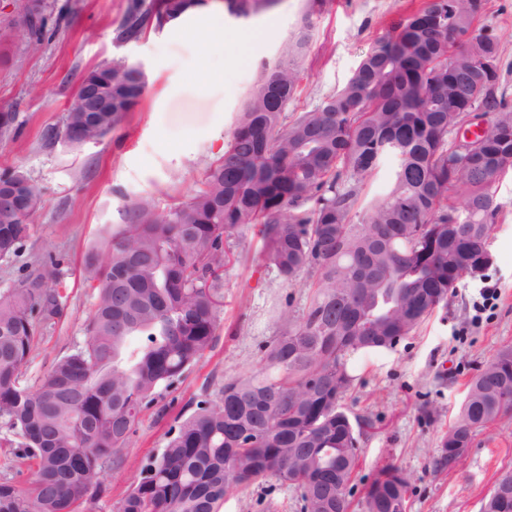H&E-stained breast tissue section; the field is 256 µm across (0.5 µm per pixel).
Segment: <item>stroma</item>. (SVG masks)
I'll use <instances>...</instances> for the list:
<instances>
[{
	"instance_id": "obj_1",
	"label": "stroma",
	"mask_w": 512,
	"mask_h": 512,
	"mask_svg": "<svg viewBox=\"0 0 512 512\" xmlns=\"http://www.w3.org/2000/svg\"><path fill=\"white\" fill-rule=\"evenodd\" d=\"M48 35L40 47L12 40L0 64V112L17 115L0 136V171L25 172L41 189L44 207L20 252L0 262V287L32 263L55 258L49 283L62 295V316L40 324V341L22 367L25 384L46 375L86 339L97 291L81 276L88 254L105 257L124 208L151 198L163 210L184 201L224 152L262 64H274L300 28L307 0H280L247 19L191 18L139 40H115L127 0H50ZM424 0H324L302 60L301 92L289 105L313 108L339 90L377 38L395 29ZM478 32L500 42L499 68L512 84V0H488ZM115 59L143 66L148 84L134 112L106 137L72 149L46 144L42 132L62 127L79 78ZM500 205L491 267L463 276L447 306L438 308L393 349L352 357L353 385L343 404L369 420L349 485L359 504L378 471L394 465L411 477L409 512H480L501 470L512 467V422L488 427L472 440L455 472L434 468L439 439L458 413L477 369L512 345V169L497 182ZM234 261L224 270V307L212 348L145 407L123 448L120 468H106V492L85 498L82 512H117L146 458L169 433L214 398L224 382L260 366V349L280 335L282 319L298 314L306 289L268 269L261 243L245 230L232 239ZM497 288L493 309L476 312L482 287ZM298 493L276 480L228 496L220 512H300Z\"/></svg>"
}]
</instances>
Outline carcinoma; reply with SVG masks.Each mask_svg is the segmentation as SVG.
Masks as SVG:
<instances>
[{"label": "carcinoma", "mask_w": 512, "mask_h": 512, "mask_svg": "<svg viewBox=\"0 0 512 512\" xmlns=\"http://www.w3.org/2000/svg\"><path fill=\"white\" fill-rule=\"evenodd\" d=\"M276 0H127L115 32L135 40L190 11L248 18ZM487 0H425L381 38L337 92L288 111L303 74L321 0L279 62L262 67L223 155L189 197L158 210L133 202L112 232L104 261L87 256L98 283L87 339L32 387L21 368L38 325L61 310L46 270L30 268L0 289V428L35 461L29 490L0 480V512H79L104 493L142 408L212 347L224 306L230 240L252 229L266 265L309 289L298 317L284 321L261 369L224 382L142 465L118 512H219L224 499L275 479L300 493L302 508L336 512V485L352 480L364 434L341 401L351 357L391 349L448 303L459 274L486 271L496 182L512 168V94L499 73V41L476 32ZM52 5L42 2L26 42L39 46ZM469 75L468 92L457 74ZM80 86L112 90V111L94 121L67 112L55 142L77 133L96 142L139 104L147 79L124 60L87 70ZM490 116L494 134L476 152L455 149L464 113ZM394 161L390 188L361 206L365 181ZM43 207L27 180L15 213H0V262L23 247ZM512 419V345L497 350L468 384L455 422L440 439L436 467L454 471L476 432ZM363 512H407L410 476L398 470ZM481 512H512V468Z\"/></svg>", "instance_id": "carcinoma-1"}]
</instances>
